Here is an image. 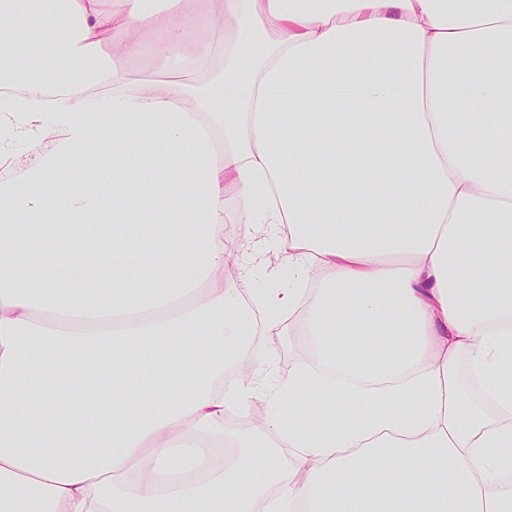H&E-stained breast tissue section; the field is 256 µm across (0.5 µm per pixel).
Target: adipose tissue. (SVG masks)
<instances>
[{
  "instance_id": "adipose-tissue-1",
  "label": "adipose tissue",
  "mask_w": 512,
  "mask_h": 512,
  "mask_svg": "<svg viewBox=\"0 0 512 512\" xmlns=\"http://www.w3.org/2000/svg\"><path fill=\"white\" fill-rule=\"evenodd\" d=\"M0 23V512H512V0ZM296 273L282 256L270 255L265 264L257 265L252 273L249 288L260 292L265 288H293ZM263 339L275 350L274 366L280 374L288 375L308 356L301 336L288 335V325L272 329Z\"/></svg>"
}]
</instances>
